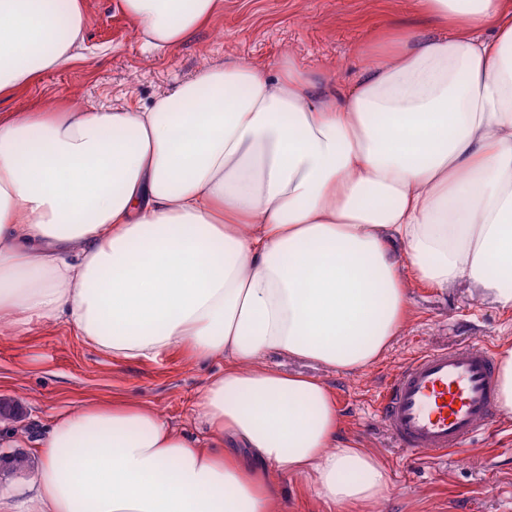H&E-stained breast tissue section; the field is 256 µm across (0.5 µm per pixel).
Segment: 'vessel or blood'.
<instances>
[{
  "label": "vessel or blood",
  "mask_w": 512,
  "mask_h": 512,
  "mask_svg": "<svg viewBox=\"0 0 512 512\" xmlns=\"http://www.w3.org/2000/svg\"><path fill=\"white\" fill-rule=\"evenodd\" d=\"M495 410V353L484 343L421 351L387 381L375 406L402 448L434 459L468 446Z\"/></svg>",
  "instance_id": "b4317fda"
}]
</instances>
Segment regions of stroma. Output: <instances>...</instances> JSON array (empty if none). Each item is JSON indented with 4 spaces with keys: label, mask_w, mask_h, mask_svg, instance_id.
Segmentation results:
<instances>
[{
    "label": "stroma",
    "mask_w": 512,
    "mask_h": 512,
    "mask_svg": "<svg viewBox=\"0 0 512 512\" xmlns=\"http://www.w3.org/2000/svg\"><path fill=\"white\" fill-rule=\"evenodd\" d=\"M84 56L0 98V113L17 109L85 112L109 103L146 108L202 68L227 59L277 70L302 63L319 79L348 82L370 47L388 32L429 29L409 0H224L222 12L171 53L142 48L136 24L119 0H83ZM406 324L385 357L350 375L311 361L270 355L289 373L324 381L336 396L343 437L387 466L390 491L380 512H512V419L493 426L462 451L433 460L399 448L373 410L386 381L415 352L512 338V313L462 281L439 290H409ZM218 363L171 352L153 362H129L98 352L74 329L31 324L19 335L0 326V399L14 412L0 416V456L19 433L36 438L51 415L84 398L137 401L192 434H199L195 399ZM277 512H337L301 477L278 479Z\"/></svg>",
    "instance_id": "35a3bbf8"
}]
</instances>
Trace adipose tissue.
I'll use <instances>...</instances> for the list:
<instances>
[{"label": "adipose tissue", "mask_w": 512, "mask_h": 512, "mask_svg": "<svg viewBox=\"0 0 512 512\" xmlns=\"http://www.w3.org/2000/svg\"><path fill=\"white\" fill-rule=\"evenodd\" d=\"M414 4L431 32L343 85L229 60L144 109L0 114V323L224 364L195 402L200 439L131 401L59 410L0 512H273L281 475L339 507L385 498L331 389L267 358L379 362L414 282L512 310V7ZM121 5L168 53L223 0ZM85 26L81 0H0V96L78 59Z\"/></svg>", "instance_id": "ef3b65f1"}]
</instances>
